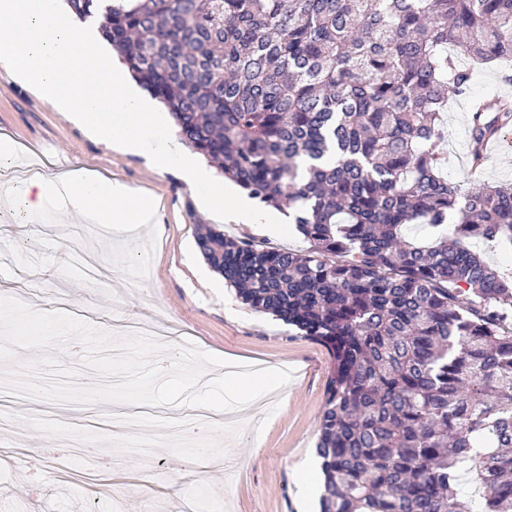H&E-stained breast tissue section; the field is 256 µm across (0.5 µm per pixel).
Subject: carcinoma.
I'll return each instance as SVG.
<instances>
[{"label": "carcinoma", "instance_id": "cac0c4a2", "mask_svg": "<svg viewBox=\"0 0 512 512\" xmlns=\"http://www.w3.org/2000/svg\"><path fill=\"white\" fill-rule=\"evenodd\" d=\"M68 4L101 15L183 144L310 243L197 236L245 304L332 349L320 512H512V271L475 248L512 247V184H452L439 149L471 79L448 47L512 57V0ZM503 124L472 113L475 158Z\"/></svg>", "mask_w": 512, "mask_h": 512}]
</instances>
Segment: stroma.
Returning <instances> with one entry per match:
<instances>
[{"label":"stroma","instance_id":"stroma-1","mask_svg":"<svg viewBox=\"0 0 512 512\" xmlns=\"http://www.w3.org/2000/svg\"><path fill=\"white\" fill-rule=\"evenodd\" d=\"M451 101L444 120L450 182L472 186L466 163L470 115ZM21 158L45 159L48 178L66 171L116 178L154 195L155 224L122 234L58 203L27 220L0 193V297L63 310L100 328L151 316L175 325L171 345L190 341L219 357L288 370L287 389L261 409L189 435L167 407L50 404L0 396V512H319L320 487L301 490L297 472L317 459L330 349L276 317L244 305L207 263L197 227L212 224L235 239L306 249L256 224H228L203 212L193 184L177 169L156 170L142 156L105 147L53 111L0 67V138ZM76 235L95 257L87 281L60 250ZM28 464L16 466L17 454Z\"/></svg>","mask_w":512,"mask_h":512}]
</instances>
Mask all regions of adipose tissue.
Segmentation results:
<instances>
[{
	"mask_svg": "<svg viewBox=\"0 0 512 512\" xmlns=\"http://www.w3.org/2000/svg\"><path fill=\"white\" fill-rule=\"evenodd\" d=\"M56 198L64 199L77 214L96 224H149L157 213L156 200L149 194L117 179L87 175H61L51 181L30 178L14 201L26 213L38 216ZM288 383L287 372L272 365L225 372L224 412L232 415L256 405L269 391L287 388Z\"/></svg>",
	"mask_w": 512,
	"mask_h": 512,
	"instance_id": "ef3b65f1",
	"label": "adipose tissue"
}]
</instances>
